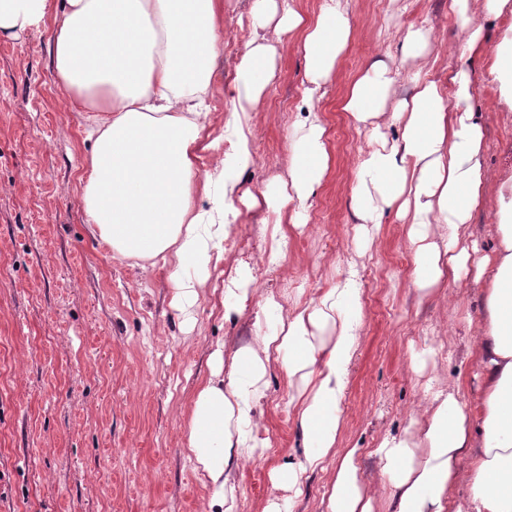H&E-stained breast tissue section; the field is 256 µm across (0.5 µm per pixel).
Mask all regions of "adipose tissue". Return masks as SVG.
<instances>
[{"instance_id": "ef3b65f1", "label": "adipose tissue", "mask_w": 512, "mask_h": 512, "mask_svg": "<svg viewBox=\"0 0 512 512\" xmlns=\"http://www.w3.org/2000/svg\"><path fill=\"white\" fill-rule=\"evenodd\" d=\"M458 37L480 53L478 14L498 16L512 0H450ZM253 32L239 54L233 109L224 135L213 132L206 97L224 39V0H0V37L50 32L51 64L78 111L91 115L93 141L79 181L89 224L114 259L168 266L172 307L191 326L240 207L274 225L270 258L286 262L289 231L302 230L329 167L327 128L308 111L285 171L257 188L242 177L256 165L251 114L277 76V45L297 42L305 60L302 99L313 102L333 77L351 38L341 0L304 15L296 0H252ZM439 42L427 24L407 28L403 59L413 61L412 95L390 96L395 73L378 59L342 102L367 141L354 168L353 243L378 231L385 212L406 226L411 286L427 297L447 283L478 288L481 317L472 337L480 388L463 400L458 382L427 391L403 436L384 438L362 469L354 448L337 452L341 404L363 319L357 271L330 281L307 302L260 294L252 268L228 273L224 318L256 298L262 316L250 342L216 351L214 371L190 408L188 448L208 480L209 512H237L234 475L262 455L260 407L272 369L285 375L288 415L301 438L298 462L271 467L274 488L300 490L306 474L329 472L324 512H512V176L498 195L497 247L484 251L472 231L492 174L484 129L472 109L470 64L434 76ZM398 129L400 138H388ZM212 202L193 205L195 195ZM471 486L455 500L458 483Z\"/></svg>"}]
</instances>
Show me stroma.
Returning a JSON list of instances; mask_svg holds the SVG:
<instances>
[{
    "mask_svg": "<svg viewBox=\"0 0 512 512\" xmlns=\"http://www.w3.org/2000/svg\"><path fill=\"white\" fill-rule=\"evenodd\" d=\"M251 0H224V41L208 95L217 120L230 109L239 52L247 42ZM352 38L325 95L315 101L327 125L330 170L312 199L303 232L288 245L286 267L268 261L271 225L242 212L229 259L249 263L260 291L303 300L344 271L351 247L349 199L366 143L341 109L352 79L381 58L409 70L397 30L428 22L444 43L435 72L448 77L462 46L448 0H349ZM279 73L252 114L257 165L243 176L261 185L282 173L301 104L304 59L296 43L279 51ZM484 119V161L512 175V114L487 67L474 75ZM86 115L71 111L56 83L48 36L0 38V512H205L207 480L186 452L191 400L210 375L213 351L232 353L253 336L258 311L248 301L224 319L222 271L191 332L171 306L167 271L138 259L114 260L88 224L78 182L90 143ZM405 227L385 215L359 259L364 319L342 406L340 445L372 454L384 437L403 435L424 379H461L477 394L475 359L466 349L481 315L477 289L452 284L423 299L410 288ZM450 342L422 375L411 346ZM288 384L269 376L260 436L262 457L236 475L237 512H261L275 490L272 466L299 460L300 438L286 411Z\"/></svg>",
    "mask_w": 512,
    "mask_h": 512,
    "instance_id": "1",
    "label": "stroma"
}]
</instances>
